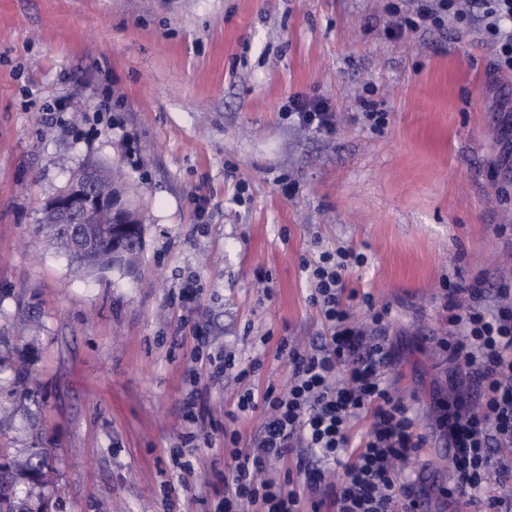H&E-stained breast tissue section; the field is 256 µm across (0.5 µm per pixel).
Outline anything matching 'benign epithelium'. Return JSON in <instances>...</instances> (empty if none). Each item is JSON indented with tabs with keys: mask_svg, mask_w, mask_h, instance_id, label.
<instances>
[{
	"mask_svg": "<svg viewBox=\"0 0 512 512\" xmlns=\"http://www.w3.org/2000/svg\"><path fill=\"white\" fill-rule=\"evenodd\" d=\"M43 217L48 223L58 225L78 255L88 248L94 235L102 234L107 253L94 266L97 271L125 262L132 257V252L139 253L144 247V239L126 237L133 225L140 223L139 216L95 164L79 170L65 188L50 199Z\"/></svg>",
	"mask_w": 512,
	"mask_h": 512,
	"instance_id": "7a95c632",
	"label": "benign epithelium"
}]
</instances>
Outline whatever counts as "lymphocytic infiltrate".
<instances>
[{
	"label": "lymphocytic infiltrate",
	"instance_id": "lymphocytic-infiltrate-1",
	"mask_svg": "<svg viewBox=\"0 0 512 512\" xmlns=\"http://www.w3.org/2000/svg\"><path fill=\"white\" fill-rule=\"evenodd\" d=\"M484 10L480 33L493 47L498 71L512 73V0H422L414 18L396 17L392 37L451 22L468 26L473 2ZM288 113L305 129L333 134L335 114L327 100L296 93ZM365 257L352 249H325L303 259L309 282L308 301L327 327V336L304 349L288 337L276 344V358L285 360L287 387L260 385L263 363L240 365L233 353L204 354L195 346L194 360H207L206 372L191 369L190 391L183 399L189 430L180 448L170 449L174 466L192 473L184 448L200 427L198 409L202 375L233 376L243 384L235 410L224 415V450L230 461L224 493L213 512H419L428 496L422 479L402 478L398 467L418 460L429 443L416 428V414L407 402L391 395L387 371L392 347L382 329L387 308H368L366 320L355 323L345 292L346 279ZM471 306L458 313L449 301L448 338L441 346L463 368L480 391L478 402L458 395L440 405L436 427L451 450L452 487L445 497L469 503L485 500L489 512H512V463L494 458L495 448L512 447V283L498 289L494 309L481 304V289H469ZM260 412L262 423L252 437L238 427L241 416ZM363 433H356L360 422ZM319 456V468L308 469L301 449ZM294 460L295 469L271 476L269 469Z\"/></svg>",
	"mask_w": 512,
	"mask_h": 512
}]
</instances>
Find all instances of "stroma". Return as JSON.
<instances>
[{"label":"stroma","instance_id":"stroma-1","mask_svg":"<svg viewBox=\"0 0 512 512\" xmlns=\"http://www.w3.org/2000/svg\"><path fill=\"white\" fill-rule=\"evenodd\" d=\"M406 0H0V336L27 361L36 398L21 410L13 371L0 442L37 446L50 482L18 480L50 512H212L224 490V414L238 389L202 379L195 475L169 449L185 430L192 337L179 290L195 275L209 351L285 361L262 336L311 346L324 332L302 258L344 246L366 256L348 277L363 322L389 307L399 348L388 378L429 434L404 468L451 480L436 400L461 380L439 346L446 284L480 285L485 307L512 282V75L492 68L477 29L391 38ZM329 100L336 131L301 130L289 96ZM385 113L373 127L366 105ZM90 163L119 166L144 213L135 272L97 275L48 250L46 202ZM296 191L284 197L280 182Z\"/></svg>","mask_w":512,"mask_h":512}]
</instances>
